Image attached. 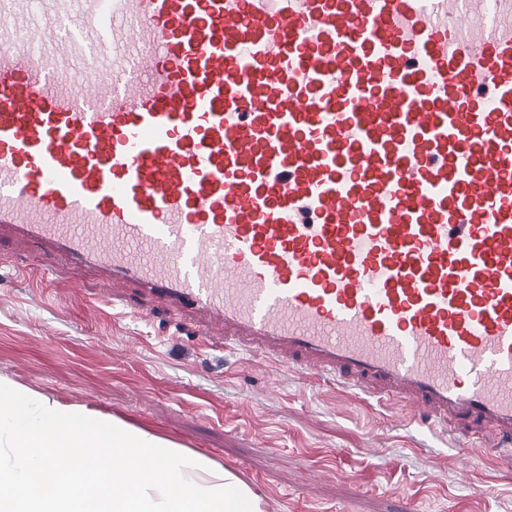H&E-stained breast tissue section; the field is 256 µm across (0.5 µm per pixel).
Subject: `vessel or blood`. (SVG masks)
Returning <instances> with one entry per match:
<instances>
[{
  "label": "vessel or blood",
  "mask_w": 512,
  "mask_h": 512,
  "mask_svg": "<svg viewBox=\"0 0 512 512\" xmlns=\"http://www.w3.org/2000/svg\"><path fill=\"white\" fill-rule=\"evenodd\" d=\"M1 234L496 452L512 0H0Z\"/></svg>",
  "instance_id": "1"
}]
</instances>
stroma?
Listing matches in <instances>:
<instances>
[{"label": "stroma", "mask_w": 512, "mask_h": 512, "mask_svg": "<svg viewBox=\"0 0 512 512\" xmlns=\"http://www.w3.org/2000/svg\"><path fill=\"white\" fill-rule=\"evenodd\" d=\"M102 277L45 276L0 247V379L117 419L242 479L264 512H512V458L359 399L331 378L199 342L155 303L108 308Z\"/></svg>", "instance_id": "obj_1"}]
</instances>
